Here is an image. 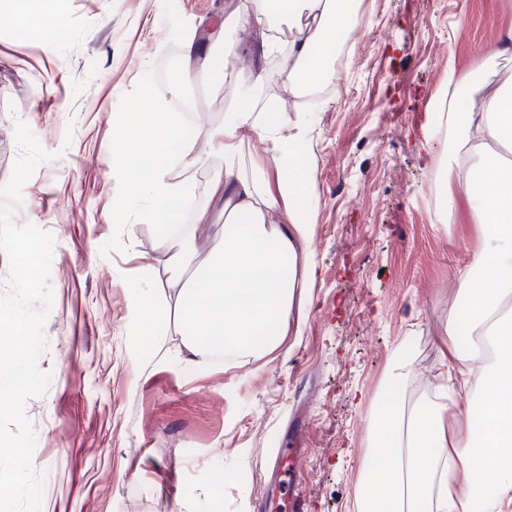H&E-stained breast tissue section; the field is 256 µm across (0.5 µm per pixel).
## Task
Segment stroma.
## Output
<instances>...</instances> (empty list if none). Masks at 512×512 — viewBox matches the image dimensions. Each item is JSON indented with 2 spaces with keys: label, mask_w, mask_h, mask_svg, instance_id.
Listing matches in <instances>:
<instances>
[{
  "label": "stroma",
  "mask_w": 512,
  "mask_h": 512,
  "mask_svg": "<svg viewBox=\"0 0 512 512\" xmlns=\"http://www.w3.org/2000/svg\"><path fill=\"white\" fill-rule=\"evenodd\" d=\"M225 2L64 0L68 37L52 52L0 25V186L19 155L17 122L55 155L12 213L54 238L38 362L51 383L26 405L41 512H210L217 492L230 512H257L297 422L309 512H358L370 415L394 362L411 360L415 395L448 375L440 331L463 299L454 272L483 239L466 199L449 225L426 204L442 149L434 104L449 74L469 88L512 77V56L494 55L512 0H367L373 21L354 40L346 81L311 115L320 277L295 297L305 324L258 360L197 369L178 359L177 289L154 225L113 216L126 193L113 142L121 113L150 111L148 86L168 106L184 101L206 150L234 91L186 58L184 37L223 16ZM171 63L191 74L179 97L164 79ZM170 176L188 187L192 227L210 173ZM144 256L147 297L128 286ZM140 303L161 335H134Z\"/></svg>",
  "instance_id": "obj_1"
}]
</instances>
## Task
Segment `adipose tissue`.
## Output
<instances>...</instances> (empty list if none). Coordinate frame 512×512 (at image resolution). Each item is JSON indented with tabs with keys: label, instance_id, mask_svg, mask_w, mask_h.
<instances>
[{
	"label": "adipose tissue",
	"instance_id": "1",
	"mask_svg": "<svg viewBox=\"0 0 512 512\" xmlns=\"http://www.w3.org/2000/svg\"><path fill=\"white\" fill-rule=\"evenodd\" d=\"M0 20L19 36L42 35L50 51L67 35L59 0H0ZM364 23L353 0H228L204 64L223 61L237 103L208 129L207 152L194 149L178 113L160 110L148 122L125 114L113 145L127 185L120 206L140 207L143 223L163 227L181 201L173 168L210 169L195 229L162 235L169 277L179 286L185 363L209 365L223 350L238 364L271 353L288 334L297 289L314 286L317 197L304 165L312 132L306 98L323 79L329 47ZM248 34L260 59L288 58L279 78L298 101L288 119L265 97L264 72L235 64ZM443 124L452 139L435 180L455 191L441 196L440 211L454 217L456 196L468 199L484 247L458 270L466 305L442 329L454 383L411 398L414 371L399 362L372 421L368 451L381 465L361 477L366 512H512V161L504 155L512 147V80L472 98L465 115L448 109ZM246 129L258 133L263 155L245 156ZM209 224L220 230L204 247L200 229ZM475 268L485 271L486 287H474ZM449 393L465 405L443 403Z\"/></svg>",
	"mask_w": 512,
	"mask_h": 512
}]
</instances>
